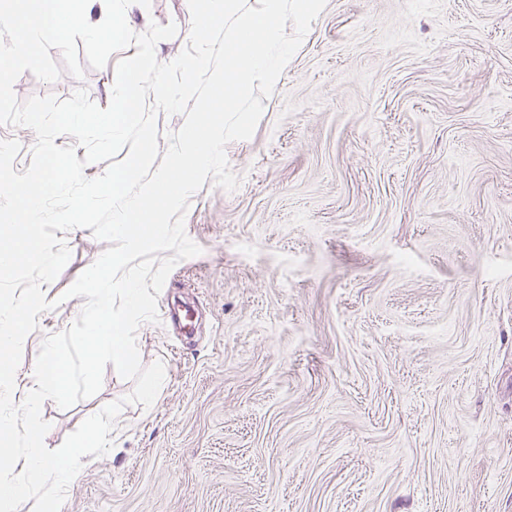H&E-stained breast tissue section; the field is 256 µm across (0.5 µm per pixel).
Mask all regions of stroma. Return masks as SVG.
I'll list each match as a JSON object with an SVG mask.
<instances>
[{
	"label": "stroma",
	"mask_w": 512,
	"mask_h": 512,
	"mask_svg": "<svg viewBox=\"0 0 512 512\" xmlns=\"http://www.w3.org/2000/svg\"><path fill=\"white\" fill-rule=\"evenodd\" d=\"M126 18L176 24L160 62L189 41L188 0ZM136 52L80 80L24 72L14 93L83 87L107 108ZM263 104L226 148L238 189L192 196L202 252L158 296L196 329L139 326L163 389L123 408L60 512H512V0H327ZM65 240L21 394L83 308L64 292L108 247L88 228ZM134 386L110 365L97 395L46 400V446Z\"/></svg>",
	"instance_id": "35a3bbf8"
}]
</instances>
